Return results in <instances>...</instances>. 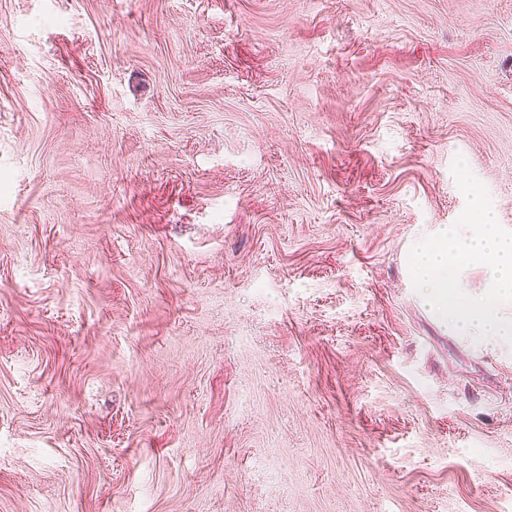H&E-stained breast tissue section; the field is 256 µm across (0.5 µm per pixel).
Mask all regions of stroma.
<instances>
[{
  "label": "stroma",
  "mask_w": 512,
  "mask_h": 512,
  "mask_svg": "<svg viewBox=\"0 0 512 512\" xmlns=\"http://www.w3.org/2000/svg\"><path fill=\"white\" fill-rule=\"evenodd\" d=\"M458 157L512 229V0H0V512H512Z\"/></svg>",
  "instance_id": "stroma-1"
}]
</instances>
